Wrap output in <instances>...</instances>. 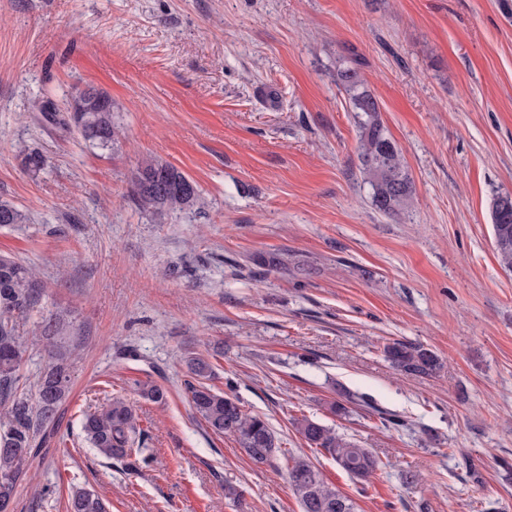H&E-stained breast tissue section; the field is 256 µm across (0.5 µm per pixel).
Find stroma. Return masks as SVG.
I'll use <instances>...</instances> for the list:
<instances>
[{
  "instance_id": "35a3bbf8",
  "label": "stroma",
  "mask_w": 512,
  "mask_h": 512,
  "mask_svg": "<svg viewBox=\"0 0 512 512\" xmlns=\"http://www.w3.org/2000/svg\"><path fill=\"white\" fill-rule=\"evenodd\" d=\"M347 54L413 181L397 218L371 205L335 81ZM87 85L112 98L114 150L40 119ZM146 158L193 179L202 209L141 211L130 175ZM505 191L512 0H0V199L31 217L0 226V255L32 266L38 293L16 386L34 397L52 350L71 375L14 512H68L79 488L109 512H301L292 456L355 512H512V271L491 221ZM271 253L294 273L251 276ZM395 339L441 371L392 369ZM197 354L214 390L268 421L273 463L194 411ZM345 389L356 401L333 409ZM114 396L146 434L136 472L82 431ZM302 417L372 449L378 470L352 478L297 432ZM383 353L392 367L406 374L432 377L442 368L438 355L420 343L395 339L383 346Z\"/></svg>"
}]
</instances>
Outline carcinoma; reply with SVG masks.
<instances>
[{"mask_svg":"<svg viewBox=\"0 0 512 512\" xmlns=\"http://www.w3.org/2000/svg\"><path fill=\"white\" fill-rule=\"evenodd\" d=\"M336 85L346 94L359 133V159L365 183L370 188L374 209L388 217L401 215L409 206L413 184L401 148L388 134L381 119V105L368 88L360 62L343 57L336 65ZM93 86L76 89L70 104H82L81 112H56L49 105L41 111L54 123L76 131L84 140L105 150L117 144L112 98ZM25 168L33 173L43 169L46 159L38 151L21 150ZM191 179L175 167L154 159L140 162L132 173L133 197L140 210L152 214L183 211L203 205L198 186L186 189ZM494 246L506 268L512 269V194L498 192L491 202ZM28 213L11 202L0 200V224H26ZM259 270L288 273V264L277 254L253 261ZM36 301L32 272L23 264L0 256V509L12 505L34 453L40 430L52 422L56 408L68 388L70 371L64 358L45 370L38 381V400L33 405L15 391L16 372L24 351L20 319ZM383 353L396 370L432 377L442 368L441 359L420 343L395 339L383 346ZM192 382L187 389L196 412L216 434L235 437L253 463H271L281 452L267 421L243 410L239 399L221 394L208 384L214 373L210 361L195 356L188 362ZM301 436L324 450L338 467L360 480H368L378 469L376 456L367 448L337 434L307 417L296 420ZM83 431L92 447L108 459L123 461L131 471L147 463L141 456L144 436L133 408L114 397L98 410L85 415ZM288 478L302 512H355L353 501L329 486L317 467L305 458L288 465ZM70 512H107L103 499L82 489L71 498Z\"/></svg>","mask_w":512,"mask_h":512,"instance_id":"cac0c4a2","label":"carcinoma"}]
</instances>
